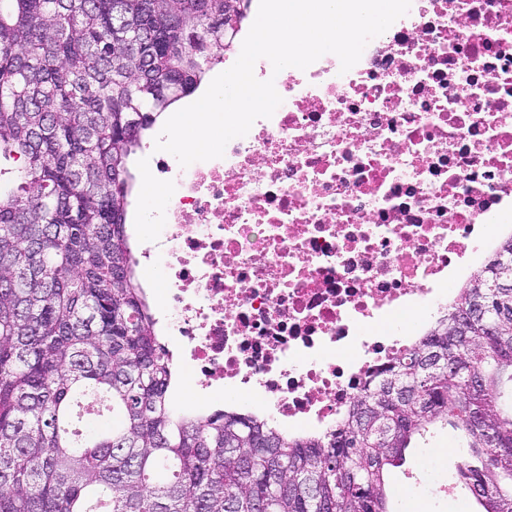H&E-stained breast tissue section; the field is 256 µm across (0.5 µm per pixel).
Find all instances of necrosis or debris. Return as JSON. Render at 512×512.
Returning <instances> with one entry per match:
<instances>
[{
    "label": "necrosis or debris",
    "instance_id": "4bbe7bcc",
    "mask_svg": "<svg viewBox=\"0 0 512 512\" xmlns=\"http://www.w3.org/2000/svg\"><path fill=\"white\" fill-rule=\"evenodd\" d=\"M283 102L181 167L140 247L193 393L293 437L336 430L454 300L512 211V0H412L348 72L284 69Z\"/></svg>",
    "mask_w": 512,
    "mask_h": 512
}]
</instances>
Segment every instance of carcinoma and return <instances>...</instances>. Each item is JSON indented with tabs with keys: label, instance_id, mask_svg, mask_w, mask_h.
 I'll list each match as a JSON object with an SVG mask.
<instances>
[{
	"label": "carcinoma",
	"instance_id": "1",
	"mask_svg": "<svg viewBox=\"0 0 512 512\" xmlns=\"http://www.w3.org/2000/svg\"><path fill=\"white\" fill-rule=\"evenodd\" d=\"M237 0H0V512H391L445 422L454 480L512 512V237L325 440L181 414L126 231L142 135L223 57ZM112 419L74 414L83 398Z\"/></svg>",
	"mask_w": 512,
	"mask_h": 512
}]
</instances>
